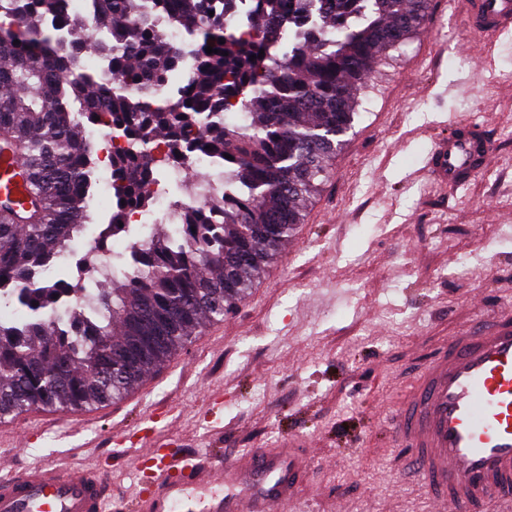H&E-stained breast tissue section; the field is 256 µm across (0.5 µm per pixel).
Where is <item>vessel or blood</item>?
I'll return each instance as SVG.
<instances>
[{"mask_svg": "<svg viewBox=\"0 0 512 512\" xmlns=\"http://www.w3.org/2000/svg\"><path fill=\"white\" fill-rule=\"evenodd\" d=\"M469 32L487 42L512 28V0H454ZM485 127L461 120L434 146L431 180L456 189L491 162ZM22 156L0 154V196L26 197L13 173ZM390 430L413 473L441 512L458 504L512 512V314L447 340L412 379ZM295 439L227 456L212 448L187 455L151 442L134 457L135 506L112 493V469L64 471L42 464L0 468V512H283L303 485L310 459Z\"/></svg>", "mask_w": 512, "mask_h": 512, "instance_id": "1", "label": "vessel or blood"}]
</instances>
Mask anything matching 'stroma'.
<instances>
[{
    "instance_id": "obj_1",
    "label": "stroma",
    "mask_w": 512,
    "mask_h": 512,
    "mask_svg": "<svg viewBox=\"0 0 512 512\" xmlns=\"http://www.w3.org/2000/svg\"><path fill=\"white\" fill-rule=\"evenodd\" d=\"M451 0L387 50L305 224L248 297L111 410L0 422L16 468H92L134 497L128 439L149 433L233 454L312 437L314 512H429L388 429L431 349L512 312V33L476 69ZM491 132L495 164L451 191L423 162L449 121Z\"/></svg>"
}]
</instances>
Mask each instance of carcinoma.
I'll return each instance as SVG.
<instances>
[{
    "label": "carcinoma",
    "mask_w": 512,
    "mask_h": 512,
    "mask_svg": "<svg viewBox=\"0 0 512 512\" xmlns=\"http://www.w3.org/2000/svg\"><path fill=\"white\" fill-rule=\"evenodd\" d=\"M428 6L254 0L240 16L226 0H86L80 12L70 0H0V148L28 159L27 215L12 201L0 206V305L15 307L0 317V420L121 399L204 321L243 301L305 223V205L353 127L355 91ZM166 19L191 38L192 60L162 38ZM89 26L96 70L72 38ZM236 26L248 32L240 37ZM104 72L135 100L101 93ZM162 85L172 91L164 100L155 93ZM233 99L247 110L244 124L224 116ZM115 112L124 113L115 128L128 143L112 162L124 201L150 205L142 185L149 143L160 137L187 139L192 153L224 168V194L193 208L179 229L154 225L149 247L132 249L96 291L71 290L50 273L93 221L98 158L86 128ZM71 291L93 302L46 317L60 305L53 295Z\"/></svg>",
    "instance_id": "cac0c4a2"
}]
</instances>
